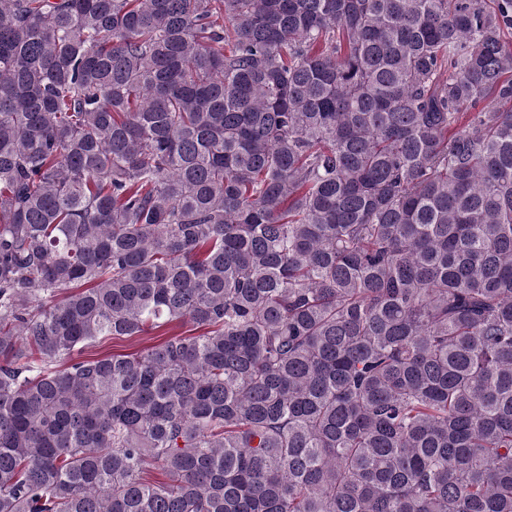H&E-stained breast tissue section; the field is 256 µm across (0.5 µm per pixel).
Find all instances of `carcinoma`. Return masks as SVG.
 Segmentation results:
<instances>
[{"mask_svg":"<svg viewBox=\"0 0 512 512\" xmlns=\"http://www.w3.org/2000/svg\"><path fill=\"white\" fill-rule=\"evenodd\" d=\"M0 512H512V0H0ZM173 331H179V329H163L157 331L154 333V336H152L154 340H151L150 342L155 343L167 336V334L164 335V333L169 332L168 334H170V332ZM150 342L141 343L137 340H132L129 338H112L111 336L98 340L96 343L84 348L78 355V358H101L112 355H125L140 350L144 345H147Z\"/></svg>","mask_w":512,"mask_h":512,"instance_id":"carcinoma-1","label":"carcinoma"}]
</instances>
